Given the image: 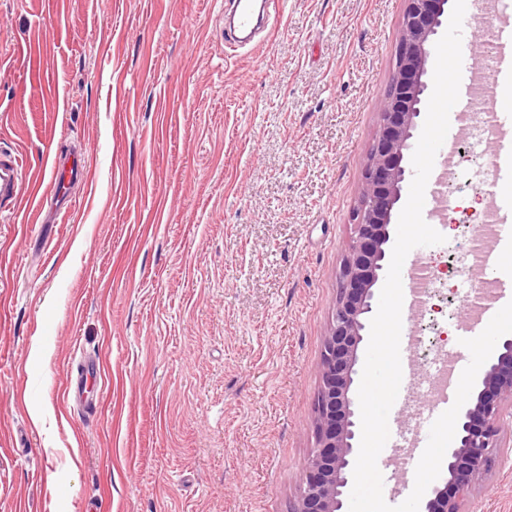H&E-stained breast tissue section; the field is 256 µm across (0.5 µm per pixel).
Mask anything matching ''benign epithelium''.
<instances>
[{
  "label": "benign epithelium",
  "instance_id": "benign-epithelium-1",
  "mask_svg": "<svg viewBox=\"0 0 512 512\" xmlns=\"http://www.w3.org/2000/svg\"><path fill=\"white\" fill-rule=\"evenodd\" d=\"M450 0H406L400 20L396 66L381 106L380 130L371 147L359 207L353 215L349 253L319 370L315 448L291 512H344L356 454L354 411L360 344L370 327L375 287L384 277L390 226L409 169L406 155L425 100L427 63ZM512 404V338L498 343L486 361L476 393L457 419L444 483L433 482L422 512H462L464 494L492 468L502 449L506 404Z\"/></svg>",
  "mask_w": 512,
  "mask_h": 512
}]
</instances>
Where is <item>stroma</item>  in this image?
I'll return each instance as SVG.
<instances>
[{
	"mask_svg": "<svg viewBox=\"0 0 512 512\" xmlns=\"http://www.w3.org/2000/svg\"><path fill=\"white\" fill-rule=\"evenodd\" d=\"M0 0V148L86 159L57 223L0 212V512H288L405 0ZM512 0H466L465 68ZM491 128L459 137L416 356L461 351ZM99 359L94 410L65 402ZM512 512V453L463 497Z\"/></svg>",
	"mask_w": 512,
	"mask_h": 512,
	"instance_id": "obj_1",
	"label": "stroma"
}]
</instances>
